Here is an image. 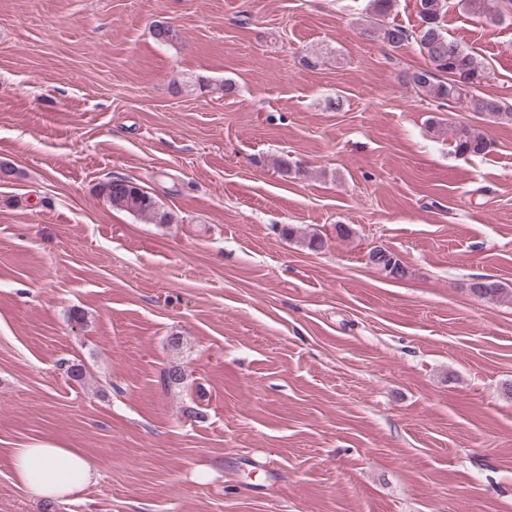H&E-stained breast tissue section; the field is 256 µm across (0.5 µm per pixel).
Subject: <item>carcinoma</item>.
<instances>
[{
    "label": "carcinoma",
    "mask_w": 512,
    "mask_h": 512,
    "mask_svg": "<svg viewBox=\"0 0 512 512\" xmlns=\"http://www.w3.org/2000/svg\"><path fill=\"white\" fill-rule=\"evenodd\" d=\"M374 19L380 21L390 15L397 0H369ZM463 8L472 14L499 22L504 8L512 9V0H460ZM443 0H416L420 26L409 31L399 25H379L376 33L388 45L399 47L404 42L415 41L430 66L405 77V84L423 93L431 101L444 107L450 102L460 105L467 112L477 114L481 121L493 125H512V102L481 94L479 87L490 78L486 66L470 50L448 37L441 25ZM153 37L161 44H171L178 39L177 31L165 23L153 27ZM453 146L461 156H477L490 152L492 142L482 127L459 124L452 130ZM113 207L136 217L157 224H170L173 214L161 209L157 200L129 178L115 176L105 181L101 188ZM370 263L388 271L395 278L405 276V269L396 256L381 248H374ZM470 292L489 303L512 298V289L501 282L474 278Z\"/></svg>",
    "instance_id": "carcinoma-1"
}]
</instances>
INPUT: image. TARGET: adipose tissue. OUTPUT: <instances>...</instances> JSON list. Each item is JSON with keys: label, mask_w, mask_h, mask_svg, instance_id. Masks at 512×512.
Instances as JSON below:
<instances>
[{"label": "adipose tissue", "mask_w": 512, "mask_h": 512, "mask_svg": "<svg viewBox=\"0 0 512 512\" xmlns=\"http://www.w3.org/2000/svg\"><path fill=\"white\" fill-rule=\"evenodd\" d=\"M12 471L31 497L57 502L75 500L96 477L95 465L85 456L51 445L15 449Z\"/></svg>", "instance_id": "1"}]
</instances>
